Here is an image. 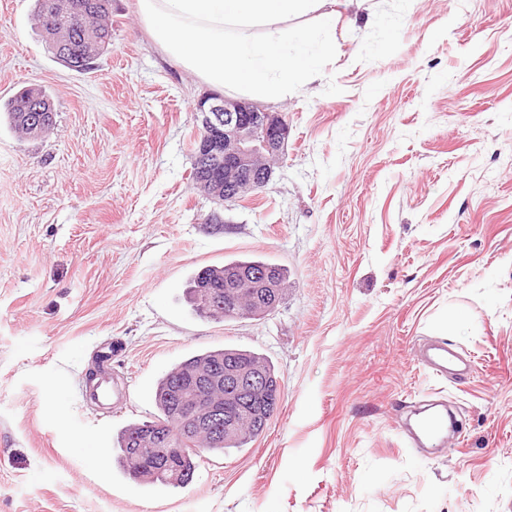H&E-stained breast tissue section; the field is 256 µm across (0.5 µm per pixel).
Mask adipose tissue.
Masks as SVG:
<instances>
[{
    "mask_svg": "<svg viewBox=\"0 0 512 512\" xmlns=\"http://www.w3.org/2000/svg\"><path fill=\"white\" fill-rule=\"evenodd\" d=\"M363 0H138L153 38L187 71L208 85L236 86L279 97L290 82L318 80L330 42L289 29V18L316 11L323 31L337 9Z\"/></svg>",
    "mask_w": 512,
    "mask_h": 512,
    "instance_id": "1",
    "label": "adipose tissue"
}]
</instances>
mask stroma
Wrapping results in <instances>:
<instances>
[{
    "mask_svg": "<svg viewBox=\"0 0 512 512\" xmlns=\"http://www.w3.org/2000/svg\"><path fill=\"white\" fill-rule=\"evenodd\" d=\"M34 0H0V107L47 89L55 126L0 119V512H512V0H367L338 14L323 78L257 97L289 135L269 184L218 205L191 179L212 88L111 0L112 45L63 66ZM288 270L262 318L191 314L230 259ZM466 358L434 376L415 349ZM132 385L111 413L79 384L103 345ZM252 350L278 409L245 448L200 452L183 488L132 483L114 442L153 420L191 354ZM442 400L448 447L401 424Z\"/></svg>",
    "mask_w": 512,
    "mask_h": 512,
    "instance_id": "obj_1",
    "label": "stroma"
}]
</instances>
